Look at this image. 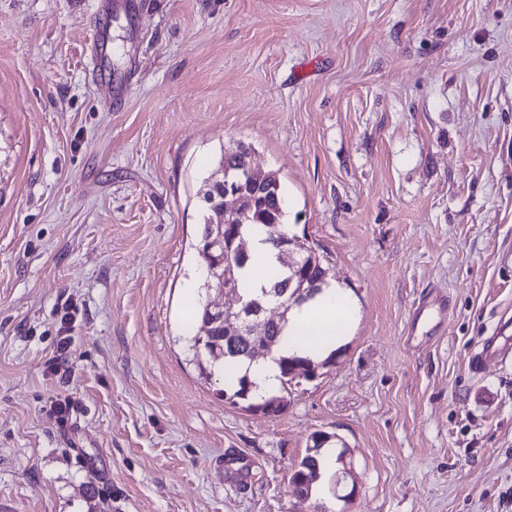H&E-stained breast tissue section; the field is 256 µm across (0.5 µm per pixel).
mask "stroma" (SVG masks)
Masks as SVG:
<instances>
[{
  "label": "stroma",
  "mask_w": 512,
  "mask_h": 512,
  "mask_svg": "<svg viewBox=\"0 0 512 512\" xmlns=\"http://www.w3.org/2000/svg\"><path fill=\"white\" fill-rule=\"evenodd\" d=\"M241 142L356 305L272 417L186 325ZM509 318L512 0H0V512H512ZM509 353L510 343L508 344L507 339L501 342L495 335L487 336L471 359V370L475 373L479 372L486 360L491 358L503 359Z\"/></svg>",
  "instance_id": "1"
}]
</instances>
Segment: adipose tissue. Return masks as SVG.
<instances>
[{"label":"adipose tissue","instance_id":"1","mask_svg":"<svg viewBox=\"0 0 512 512\" xmlns=\"http://www.w3.org/2000/svg\"><path fill=\"white\" fill-rule=\"evenodd\" d=\"M249 261L239 277L238 288L245 295H257L267 286L278 266L277 253L262 232L249 235ZM353 302L350 293L337 285L323 288L308 302L294 307L280 344V355L319 360L337 349L352 330Z\"/></svg>","mask_w":512,"mask_h":512}]
</instances>
